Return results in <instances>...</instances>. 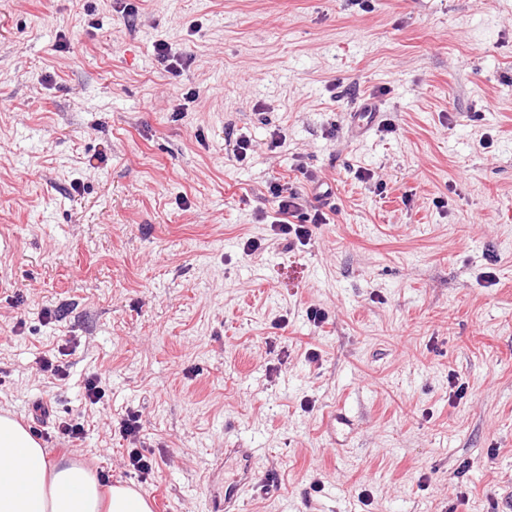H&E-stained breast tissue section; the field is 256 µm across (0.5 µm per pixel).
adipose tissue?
<instances>
[{
  "instance_id": "1",
  "label": "adipose tissue",
  "mask_w": 512,
  "mask_h": 512,
  "mask_svg": "<svg viewBox=\"0 0 512 512\" xmlns=\"http://www.w3.org/2000/svg\"><path fill=\"white\" fill-rule=\"evenodd\" d=\"M0 512H151L126 486L101 489L91 467L51 460L11 412L0 413Z\"/></svg>"
}]
</instances>
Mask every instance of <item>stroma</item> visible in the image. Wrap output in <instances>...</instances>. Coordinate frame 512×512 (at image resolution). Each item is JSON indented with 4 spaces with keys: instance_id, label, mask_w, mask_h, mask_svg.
<instances>
[{
    "instance_id": "stroma-1",
    "label": "stroma",
    "mask_w": 512,
    "mask_h": 512,
    "mask_svg": "<svg viewBox=\"0 0 512 512\" xmlns=\"http://www.w3.org/2000/svg\"><path fill=\"white\" fill-rule=\"evenodd\" d=\"M274 183L327 213L306 245ZM47 408L86 428L50 457L160 512L235 448L240 512H512V0H0V411ZM155 51L158 59L163 63H167V71L174 76H178L183 65H187L191 60L190 57L184 58L181 54L173 52L172 47L165 41H159L155 45ZM118 431L122 439L137 447L136 444L141 442V432L143 431L140 414L131 410L127 411L118 422ZM156 465L152 452L146 454L144 448H127L126 466L129 472L133 471L134 474L145 479L153 473Z\"/></svg>"
}]
</instances>
